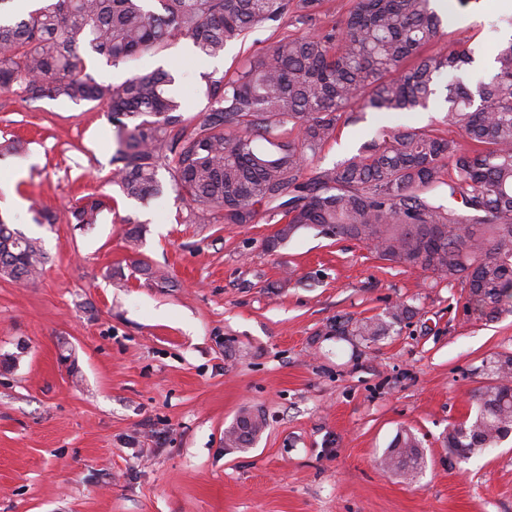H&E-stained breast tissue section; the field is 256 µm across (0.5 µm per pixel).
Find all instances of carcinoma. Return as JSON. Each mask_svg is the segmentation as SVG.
Here are the masks:
<instances>
[{
	"label": "carcinoma",
	"mask_w": 512,
	"mask_h": 512,
	"mask_svg": "<svg viewBox=\"0 0 512 512\" xmlns=\"http://www.w3.org/2000/svg\"><path fill=\"white\" fill-rule=\"evenodd\" d=\"M10 2L0 0V93L105 106L112 182L125 198L145 202L169 188L195 218L219 215L226 224H255L265 211L282 224L265 240L268 252L314 229L460 286L466 315L492 321L512 312V37L496 46L489 81L472 89L460 80L441 85L473 57L441 45L444 15L433 0H352L346 14L315 29L309 23L326 13L325 0H42L23 14ZM288 17L299 24L295 33L269 36L219 76L202 73L208 106L193 116L177 70L159 66L104 84L81 55L117 66L180 38L214 59ZM440 96L462 140L383 127L352 156L317 165L343 114L354 122L368 110L414 112ZM108 206L106 196L82 197L74 223L95 224ZM47 263L40 239L0 219V277L28 284ZM415 314L396 304L331 331L371 343ZM490 371L494 382L469 396V415L443 437L450 459L466 461L512 435V353L496 355ZM265 426L244 411L224 444L248 448ZM423 464L419 437L399 429L381 465L412 478Z\"/></svg>",
	"instance_id": "carcinoma-1"
}]
</instances>
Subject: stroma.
Segmentation results:
<instances>
[{"label":"stroma","mask_w":512,"mask_h":512,"mask_svg":"<svg viewBox=\"0 0 512 512\" xmlns=\"http://www.w3.org/2000/svg\"><path fill=\"white\" fill-rule=\"evenodd\" d=\"M496 0H453L446 47L474 49L469 84L489 78L479 59L512 35ZM238 52L197 64L185 40L158 55L89 72L112 84L130 72L178 65L192 111L204 109L202 73ZM435 104L343 122L321 155L330 167L386 124L430 126L457 137ZM25 150L0 159L26 206L0 190V217L41 238L49 261L34 283L0 278V512H512V438L465 462L443 436L465 419L494 353L512 352V313L464 316L460 287L380 260L363 245L305 229L277 252V228L199 222L174 192L141 204L110 178L104 106L22 101L0 94V138ZM111 196L89 228L71 207ZM50 204L55 224L33 221ZM143 225L139 241L129 223ZM170 287L131 275L135 262ZM127 272L124 280L115 270ZM416 308L410 323L366 343L331 325ZM266 427L248 449L224 445L243 411ZM422 441L425 464L407 480L380 458L398 429Z\"/></svg>","instance_id":"35a3bbf8"}]
</instances>
